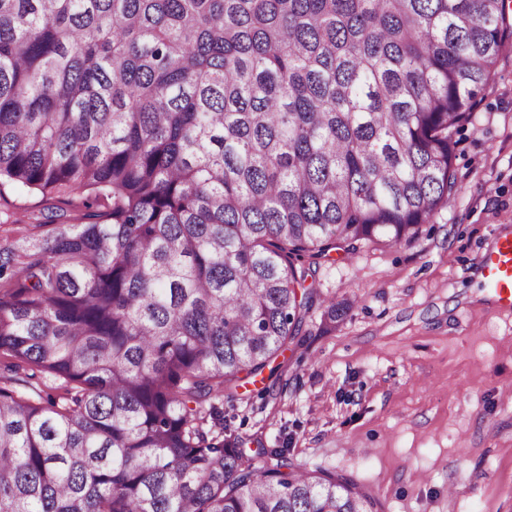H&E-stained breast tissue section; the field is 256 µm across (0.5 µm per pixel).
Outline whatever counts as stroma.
<instances>
[{
  "label": "stroma",
  "instance_id": "obj_1",
  "mask_svg": "<svg viewBox=\"0 0 512 512\" xmlns=\"http://www.w3.org/2000/svg\"><path fill=\"white\" fill-rule=\"evenodd\" d=\"M455 190L419 238L369 241L321 265L322 298L277 379L224 401L247 448L355 479L377 512H512V312L483 286L480 257L512 233V41L453 134ZM39 192L0 185V236L45 223ZM346 303L330 326L324 300Z\"/></svg>",
  "mask_w": 512,
  "mask_h": 512
}]
</instances>
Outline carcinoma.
I'll return each mask as SVG.
<instances>
[{
	"label": "carcinoma",
	"mask_w": 512,
	"mask_h": 512,
	"mask_svg": "<svg viewBox=\"0 0 512 512\" xmlns=\"http://www.w3.org/2000/svg\"><path fill=\"white\" fill-rule=\"evenodd\" d=\"M505 0H0V184L86 224L0 241V512H374L344 475L241 448L264 371L361 241L418 239ZM80 198L78 194H72L56 201L55 204L64 213V217L56 222H64L66 224H84L87 220L83 219V211L79 205Z\"/></svg>",
	"instance_id": "carcinoma-1"
}]
</instances>
